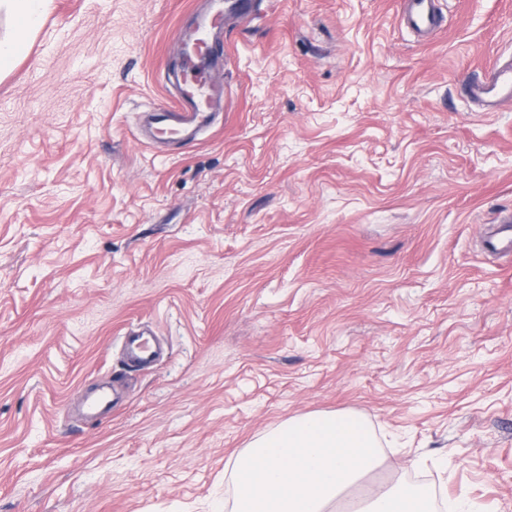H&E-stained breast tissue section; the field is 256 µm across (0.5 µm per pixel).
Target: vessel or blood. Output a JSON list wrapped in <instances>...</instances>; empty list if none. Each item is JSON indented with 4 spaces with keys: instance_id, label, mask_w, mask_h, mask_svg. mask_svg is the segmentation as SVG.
Instances as JSON below:
<instances>
[{
    "instance_id": "b4317fda",
    "label": "vessel or blood",
    "mask_w": 512,
    "mask_h": 512,
    "mask_svg": "<svg viewBox=\"0 0 512 512\" xmlns=\"http://www.w3.org/2000/svg\"><path fill=\"white\" fill-rule=\"evenodd\" d=\"M402 24L423 36L435 29L438 17L433 0H404ZM248 0H210V9L194 27L177 32L183 53L180 91L168 102L141 113L140 125L154 137L190 142L215 121L224 109V62L219 50L224 29L232 18L246 17ZM469 97L486 111L512 101V61L495 62L483 78L467 83Z\"/></svg>"
}]
</instances>
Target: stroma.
<instances>
[{
	"label": "stroma",
	"mask_w": 512,
	"mask_h": 512,
	"mask_svg": "<svg viewBox=\"0 0 512 512\" xmlns=\"http://www.w3.org/2000/svg\"><path fill=\"white\" fill-rule=\"evenodd\" d=\"M197 0H47L0 75V512H224L228 463L313 411L389 433L376 482L512 512V0H256L224 112L153 151ZM163 348L133 365L129 331ZM432 0H404L401 23L419 36L435 29L438 17ZM469 97L485 112L512 101V61L494 62L485 68L484 77L466 84Z\"/></svg>",
	"instance_id": "obj_1"
}]
</instances>
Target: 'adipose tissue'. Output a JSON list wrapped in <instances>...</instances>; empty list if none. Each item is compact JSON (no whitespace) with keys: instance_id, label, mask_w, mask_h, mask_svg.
Wrapping results in <instances>:
<instances>
[{"instance_id":"1","label":"adipose tissue","mask_w":512,"mask_h":512,"mask_svg":"<svg viewBox=\"0 0 512 512\" xmlns=\"http://www.w3.org/2000/svg\"><path fill=\"white\" fill-rule=\"evenodd\" d=\"M44 0H0L15 36L0 41V70H9L23 40L38 28ZM382 462L370 424L351 411H316L288 418L258 435L232 460V512H433V494L413 485L370 484Z\"/></svg>"}]
</instances>
